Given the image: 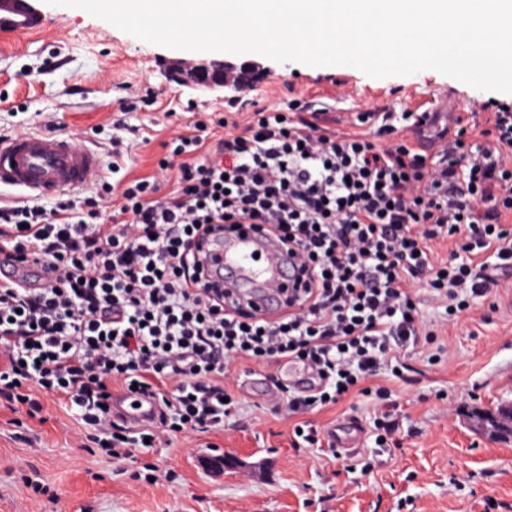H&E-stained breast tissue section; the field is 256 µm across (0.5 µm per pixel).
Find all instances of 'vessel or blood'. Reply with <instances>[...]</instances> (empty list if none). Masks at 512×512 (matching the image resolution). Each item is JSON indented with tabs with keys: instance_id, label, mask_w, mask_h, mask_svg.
Here are the masks:
<instances>
[{
	"instance_id": "obj_1",
	"label": "vessel or blood",
	"mask_w": 512,
	"mask_h": 512,
	"mask_svg": "<svg viewBox=\"0 0 512 512\" xmlns=\"http://www.w3.org/2000/svg\"><path fill=\"white\" fill-rule=\"evenodd\" d=\"M100 170V159L95 153L77 147L59 134L25 133L0 139V186L18 188L31 199L86 187L98 179ZM204 253L221 266L225 288L241 303L267 317L283 313V290L296 272L273 238L244 224L226 237L208 241ZM259 257L264 264L258 268L254 262ZM41 276V266L31 262L0 265V281L23 277L37 283ZM112 406L134 424L145 423L154 410L152 404L144 401L130 405L121 394L113 395Z\"/></svg>"
}]
</instances>
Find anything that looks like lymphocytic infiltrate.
Instances as JSON below:
<instances>
[{"label":"lymphocytic infiltrate","instance_id":"f902f5d3","mask_svg":"<svg viewBox=\"0 0 512 512\" xmlns=\"http://www.w3.org/2000/svg\"><path fill=\"white\" fill-rule=\"evenodd\" d=\"M439 134L431 152L389 112L339 133L309 102L256 105L191 122L151 175L102 183L111 211L72 194L0 207V263L33 256L49 274L0 282V405L39 417L42 390L112 460L223 430L224 381L245 362L315 371L314 390L282 389L289 414L336 406L433 339L415 285L455 319L512 268V106ZM228 224L273 233L297 264L280 318L229 308L213 281L202 242ZM116 389L154 398L157 421L114 418Z\"/></svg>","mask_w":512,"mask_h":512}]
</instances>
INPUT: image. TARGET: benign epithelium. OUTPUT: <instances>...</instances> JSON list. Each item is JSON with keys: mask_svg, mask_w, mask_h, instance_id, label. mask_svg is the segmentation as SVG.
<instances>
[{"mask_svg": "<svg viewBox=\"0 0 512 512\" xmlns=\"http://www.w3.org/2000/svg\"><path fill=\"white\" fill-rule=\"evenodd\" d=\"M31 18L39 16L33 0H0V26L7 23L17 9ZM170 69L179 82L203 90H222L232 95L264 78L256 62L236 63L228 59L169 60ZM470 428L492 441L512 439V403L502 405L494 413H483L471 420Z\"/></svg>", "mask_w": 512, "mask_h": 512, "instance_id": "benign-epithelium-1", "label": "benign epithelium"}]
</instances>
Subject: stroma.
I'll list each match as a JSON object with an SVG mask.
<instances>
[{"instance_id":"1","label":"stroma","mask_w":512,"mask_h":512,"mask_svg":"<svg viewBox=\"0 0 512 512\" xmlns=\"http://www.w3.org/2000/svg\"><path fill=\"white\" fill-rule=\"evenodd\" d=\"M44 26L0 41V135L42 132L47 121L112 164V142L127 154L110 182L150 173L161 144L186 112H244L253 104L287 105L293 94L325 102L330 116L382 109L401 115L412 101L431 102L459 87L433 69L372 78L345 65L264 60L266 76L251 98L180 85L168 69L176 49L125 33L76 7L42 0ZM278 367L252 366L231 389L232 415L194 445L137 450L111 461L80 448L73 420L44 397V422L15 424L0 410V512H512V442L472 432L473 414L512 401V275L500 277L437 340L385 363L335 408L305 414L327 434L357 423L349 451L293 448L294 419L281 416L253 386L268 387ZM391 405L400 447L377 446L374 411ZM44 485L35 493L32 482Z\"/></svg>"}]
</instances>
